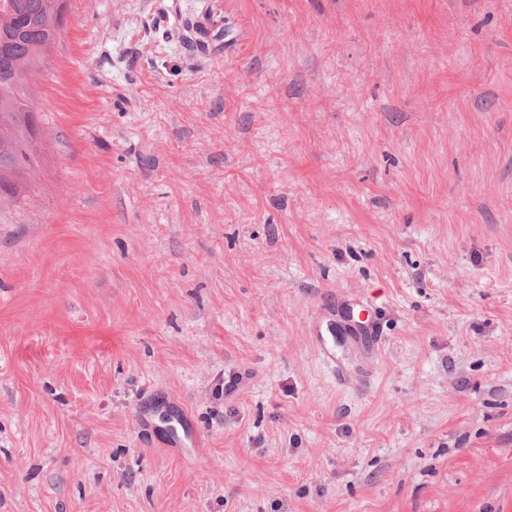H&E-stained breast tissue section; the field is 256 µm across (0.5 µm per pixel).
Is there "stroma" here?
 <instances>
[{
  "label": "stroma",
  "mask_w": 512,
  "mask_h": 512,
  "mask_svg": "<svg viewBox=\"0 0 512 512\" xmlns=\"http://www.w3.org/2000/svg\"><path fill=\"white\" fill-rule=\"evenodd\" d=\"M34 96L0 512H512V0H69ZM333 303L326 302L319 311L316 313V317L311 325L310 333L314 339V345L318 350L319 354L333 364L334 369L336 370V381L339 385H351L353 384V378L348 374V372L336 362L335 357L332 355L330 351L327 350L325 345L321 341L322 331H321V319L326 316L336 317L334 314ZM353 307L351 315H347L344 312L343 321L344 324L340 325V330L343 331L346 336H370L374 343L378 344L380 341V335L376 323L367 320L354 321L353 320Z\"/></svg>",
  "instance_id": "obj_1"
}]
</instances>
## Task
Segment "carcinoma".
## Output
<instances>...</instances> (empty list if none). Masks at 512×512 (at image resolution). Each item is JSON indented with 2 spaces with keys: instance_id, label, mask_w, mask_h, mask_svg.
Returning <instances> with one entry per match:
<instances>
[{
  "instance_id": "carcinoma-1",
  "label": "carcinoma",
  "mask_w": 512,
  "mask_h": 512,
  "mask_svg": "<svg viewBox=\"0 0 512 512\" xmlns=\"http://www.w3.org/2000/svg\"><path fill=\"white\" fill-rule=\"evenodd\" d=\"M66 0H0V202H20L41 166L34 84L66 32Z\"/></svg>"
}]
</instances>
